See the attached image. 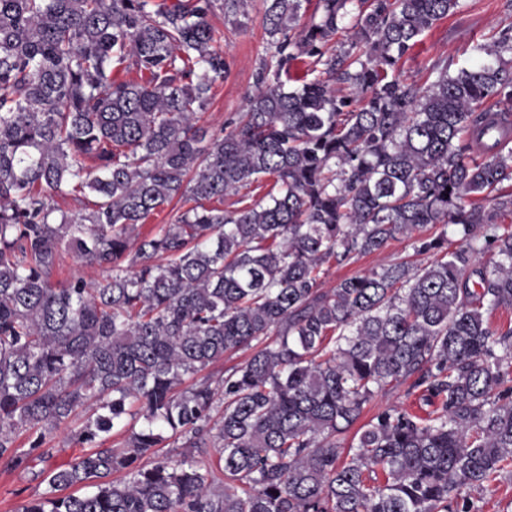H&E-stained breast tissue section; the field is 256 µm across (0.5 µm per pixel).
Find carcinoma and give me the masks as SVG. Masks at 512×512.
I'll use <instances>...</instances> for the list:
<instances>
[{
	"label": "carcinoma",
	"mask_w": 512,
	"mask_h": 512,
	"mask_svg": "<svg viewBox=\"0 0 512 512\" xmlns=\"http://www.w3.org/2000/svg\"><path fill=\"white\" fill-rule=\"evenodd\" d=\"M263 2L274 52L226 133L199 124L229 72L210 18L243 0H0V470L61 430L86 449L18 512H480L470 490L512 475V328L486 317L512 308V230L470 202L512 209V34L421 87L398 63L460 0H319L303 27L301 0ZM398 235L441 257L322 288ZM65 252L105 275L54 280ZM403 383L433 411L347 441ZM271 183L272 179L270 177H264L261 187L257 188V184H254L250 189H241L238 194L225 195L224 202L220 203L219 201H213L211 202V205L222 208L224 210H233L235 208H239L243 204L238 203V201L243 195L249 194L251 199H259L267 192Z\"/></svg>",
	"instance_id": "obj_1"
}]
</instances>
